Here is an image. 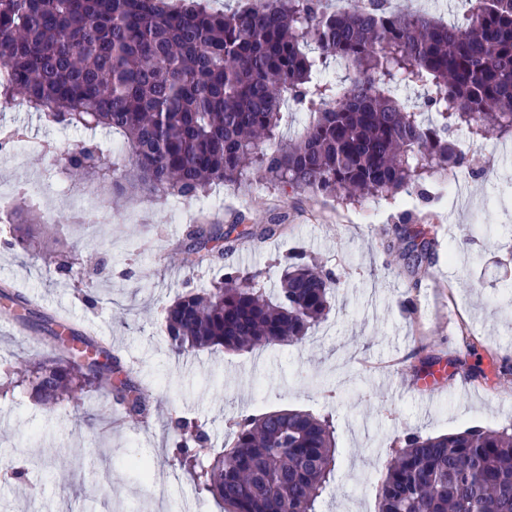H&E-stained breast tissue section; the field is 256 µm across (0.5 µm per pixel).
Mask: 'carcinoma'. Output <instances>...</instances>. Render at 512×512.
Listing matches in <instances>:
<instances>
[{"instance_id": "carcinoma-1", "label": "carcinoma", "mask_w": 512, "mask_h": 512, "mask_svg": "<svg viewBox=\"0 0 512 512\" xmlns=\"http://www.w3.org/2000/svg\"><path fill=\"white\" fill-rule=\"evenodd\" d=\"M484 2L448 24L386 11L383 0L340 13L324 0H262L233 12L207 0H0V105L21 100L58 125L120 134L119 151L83 144L55 158L80 180L112 181L117 194L196 202L215 182L248 193L259 180L342 201L393 197L469 162L452 129L475 144L512 135V0ZM333 60L346 72L339 83L319 78ZM411 86L424 89L430 120L397 98ZM290 98L310 117L285 138ZM286 222L269 215L260 236ZM235 228L194 225L186 265L235 253ZM219 239L222 248L209 246ZM408 253L430 266L433 239L415 231ZM49 262L68 277L84 273L78 252ZM222 268L221 279L165 307L173 352L299 343L325 319L339 284L303 253L289 257L275 294L258 272ZM119 369L109 348L72 330L22 379L46 404L111 393L140 424L150 398L127 378L112 384ZM175 426L184 438L174 458L224 512H317L335 481V428L325 416H246L222 448L201 422ZM378 512H512V429L407 434L385 465Z\"/></svg>"}]
</instances>
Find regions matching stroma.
I'll return each instance as SVG.
<instances>
[{
  "mask_svg": "<svg viewBox=\"0 0 512 512\" xmlns=\"http://www.w3.org/2000/svg\"><path fill=\"white\" fill-rule=\"evenodd\" d=\"M14 128L62 152L105 148L112 139L101 129L0 107V130ZM482 153V168L352 204L287 198L258 182L247 195L216 186L209 206L191 203L176 215L170 201L111 193L102 201L112 212L108 224L64 217L68 201L58 191L73 180L59 175L52 156L0 161V184H30L43 192L44 209L61 214L58 223L33 224L27 248L7 245L0 234V512H220L171 457L179 417L204 423L218 448L244 415L301 410L330 417L336 484L321 512H378L384 463L405 434L512 427V378L496 375L497 367L512 366V137L484 143ZM272 212L287 213V231L246 244L229 261L260 272L271 291L285 255L303 247L340 280L326 321L294 345L175 355L164 333L165 307L216 275L182 263L190 225L205 215L249 233L256 218ZM405 217L416 230L448 227L429 267L414 269L387 252L407 247ZM72 248L83 252L82 276L45 265L46 250ZM55 319L111 345L131 377L151 389L145 423L122 422L107 394L48 409L27 387L13 386L26 360L50 352ZM467 334L476 350L466 348ZM424 360L434 369L461 364L465 372L442 380L430 396L418 385ZM38 455L69 463L65 478L34 469L18 479ZM137 459L167 475L164 497L134 467Z\"/></svg>",
  "mask_w": 512,
  "mask_h": 512,
  "instance_id": "obj_1",
  "label": "stroma"
}]
</instances>
